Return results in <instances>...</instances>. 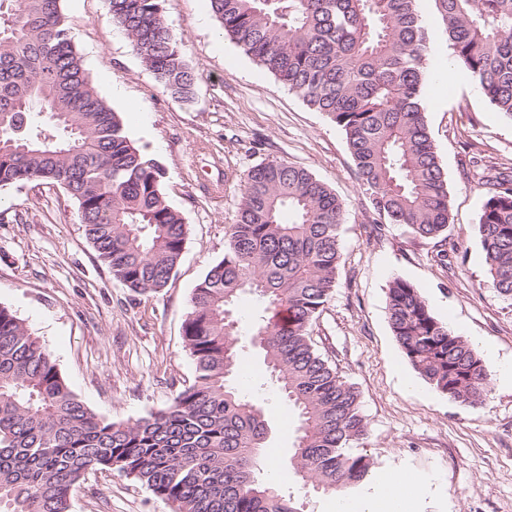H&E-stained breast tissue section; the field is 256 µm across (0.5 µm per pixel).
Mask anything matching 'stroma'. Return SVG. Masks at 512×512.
<instances>
[{
  "mask_svg": "<svg viewBox=\"0 0 512 512\" xmlns=\"http://www.w3.org/2000/svg\"><path fill=\"white\" fill-rule=\"evenodd\" d=\"M195 75L190 98L166 92L113 22L107 0H64L77 50L101 95L134 144L167 170L166 193L188 226L168 286L137 294L113 279L62 187H0V303L53 354L93 411L115 422L165 409L192 383L194 362L182 323L193 288L224 257L225 231L252 167L282 159L304 167L344 200L337 286L311 327L317 349L360 394L367 433L357 446L378 475L406 471L423 492L414 512H512V387L494 384L465 406L422 382L388 324L394 278L418 289L433 314L479 354L512 363V302L486 286L475 224L484 202L483 167L512 165V122L465 77L448 81L453 57L434 0L418 11L431 34L424 103L430 134L448 179L447 262L435 241L398 224L375 226L355 177L345 135L327 116L224 39L208 0H162ZM141 110L126 112V101ZM252 375L245 392L265 407L271 448L292 452L288 404L249 337L238 344ZM418 390L406 392V382ZM72 512H171L150 489L113 472L88 474L71 492Z\"/></svg>",
  "mask_w": 512,
  "mask_h": 512,
  "instance_id": "obj_1",
  "label": "stroma"
}]
</instances>
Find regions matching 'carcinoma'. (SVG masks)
<instances>
[{
  "label": "carcinoma",
  "mask_w": 512,
  "mask_h": 512,
  "mask_svg": "<svg viewBox=\"0 0 512 512\" xmlns=\"http://www.w3.org/2000/svg\"><path fill=\"white\" fill-rule=\"evenodd\" d=\"M63 0H0V187L60 185L113 278L165 288L188 227L168 202L166 170L130 140L76 49ZM455 70L512 121V0H435ZM113 22L162 87L194 74L161 0H108ZM224 37L344 133L357 180L383 224L437 241L448 257V182L426 120L428 33L417 0H209ZM476 224L494 296L512 301V171L488 169ZM344 203L305 168L253 167L228 225L224 258L195 286L183 324L194 382L161 411L114 422L69 387L51 351L0 305V512H70L91 471L145 485L173 512H301L268 479L263 405L238 384L243 293L265 304L253 344L298 420L288 467L316 493L362 496L374 462L351 443L367 429L358 392L314 347L309 328L334 288ZM388 322L416 373L469 406L493 374L472 344L396 278Z\"/></svg>",
  "instance_id": "cac0c4a2"
}]
</instances>
